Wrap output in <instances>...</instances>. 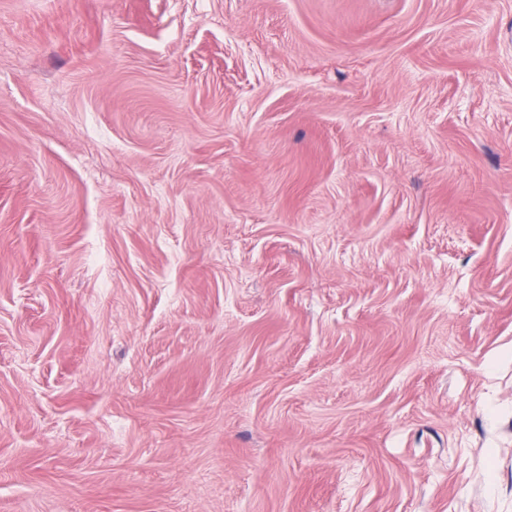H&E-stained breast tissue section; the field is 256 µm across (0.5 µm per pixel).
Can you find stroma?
<instances>
[{
    "label": "stroma",
    "mask_w": 512,
    "mask_h": 512,
    "mask_svg": "<svg viewBox=\"0 0 512 512\" xmlns=\"http://www.w3.org/2000/svg\"><path fill=\"white\" fill-rule=\"evenodd\" d=\"M0 512H512V0H0Z\"/></svg>",
    "instance_id": "stroma-1"
}]
</instances>
